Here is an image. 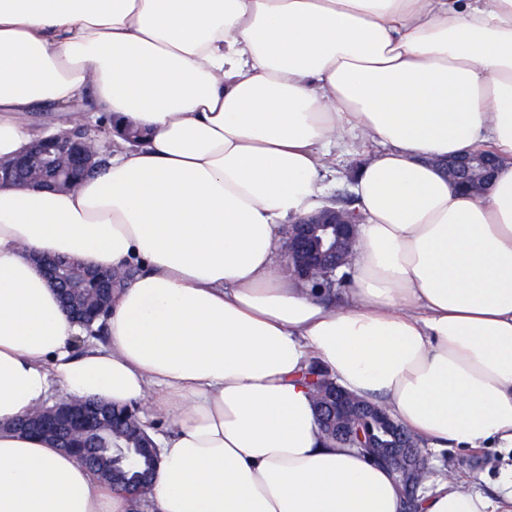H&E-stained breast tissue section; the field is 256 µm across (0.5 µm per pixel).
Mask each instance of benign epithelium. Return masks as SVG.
Listing matches in <instances>:
<instances>
[{
  "label": "benign epithelium",
  "mask_w": 512,
  "mask_h": 512,
  "mask_svg": "<svg viewBox=\"0 0 512 512\" xmlns=\"http://www.w3.org/2000/svg\"><path fill=\"white\" fill-rule=\"evenodd\" d=\"M53 133L45 129L25 152L19 155V164L31 169L26 184L45 186L63 170H79L90 174L97 169L95 156L73 143L44 139ZM498 157L488 150L466 152L448 159L445 170L452 181H466L464 187L476 196L486 193L492 183V173ZM356 222L334 208L322 207L287 225L281 258L290 271L306 282H313L322 274L334 275L352 264L357 245ZM323 429L326 433L349 441L353 435L354 419L368 427L371 448L378 458L387 461L402 482L408 504H413L421 492L426 461L416 448V438L398 427L395 420L381 407L360 400L341 386L324 393ZM103 418L94 422L83 415L74 417L75 426L86 435H95L110 420L107 410Z\"/></svg>",
  "instance_id": "obj_1"
}]
</instances>
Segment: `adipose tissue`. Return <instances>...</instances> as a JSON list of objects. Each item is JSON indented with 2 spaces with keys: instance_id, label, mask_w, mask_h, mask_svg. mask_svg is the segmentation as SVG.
<instances>
[{
  "instance_id": "ef3b65f1",
  "label": "adipose tissue",
  "mask_w": 512,
  "mask_h": 512,
  "mask_svg": "<svg viewBox=\"0 0 512 512\" xmlns=\"http://www.w3.org/2000/svg\"><path fill=\"white\" fill-rule=\"evenodd\" d=\"M79 96L150 140L70 191L0 188V512L131 508L12 430L56 384L173 417L156 512H403L391 469L321 437L313 360L431 448L512 449V0H0V158ZM354 132L384 149L332 309L277 247ZM477 149L502 159L481 198L435 165ZM38 255L136 266L105 343L75 348ZM418 510L512 512V483Z\"/></svg>"
}]
</instances>
